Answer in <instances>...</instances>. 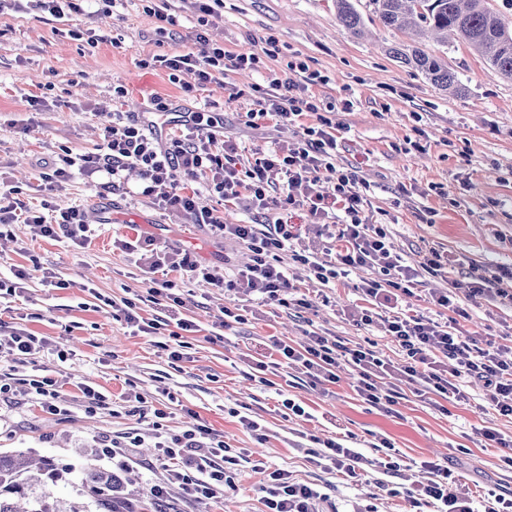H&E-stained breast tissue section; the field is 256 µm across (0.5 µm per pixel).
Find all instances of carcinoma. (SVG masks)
<instances>
[{"label":"carcinoma","instance_id":"cac0c4a2","mask_svg":"<svg viewBox=\"0 0 512 512\" xmlns=\"http://www.w3.org/2000/svg\"><path fill=\"white\" fill-rule=\"evenodd\" d=\"M336 21L347 34L356 36L363 15L354 0H335ZM371 12L390 29L429 32L446 46L458 42L475 48L492 68L512 79V28L488 0H368ZM389 53L421 73L431 84L459 94L463 84L440 57L414 47L395 45ZM63 471L51 459L34 462L22 450L0 452V512H82L74 503L55 499ZM82 486L107 495L98 503L106 512H130L123 494L124 483L112 472L91 466L79 475Z\"/></svg>","mask_w":512,"mask_h":512}]
</instances>
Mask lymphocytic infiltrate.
Masks as SVG:
<instances>
[{
	"mask_svg": "<svg viewBox=\"0 0 512 512\" xmlns=\"http://www.w3.org/2000/svg\"><path fill=\"white\" fill-rule=\"evenodd\" d=\"M194 9L193 39L197 51L156 55L143 60V67H160L173 77L192 71L203 85L229 71L256 68L261 56L275 57L283 52L272 38L265 39L258 54L226 52L208 37L209 28L223 17L224 0H195ZM288 70L289 78L272 79L258 101V110L246 115L251 122L269 117L292 126L303 114H315V123L303 127L288 149L268 152L243 168L237 164L235 145L217 138L214 129L218 120L211 113H185L184 133L164 139L148 123L126 119L118 111L109 115L104 124V139L98 152L78 157L66 151L57 154L46 178L47 188H61L75 168L103 173L115 182L120 181L122 171L138 169L143 196L156 197L158 204L182 211L190 223L202 226L212 236L244 243L252 253L251 264L228 281L188 256L183 258L182 268L216 287L261 303L296 310L311 308L307 293L285 276L282 262L286 259L307 266L313 278L324 285L358 269L370 270V277L359 285L364 304L357 310V320L367 326L382 320L387 335L403 353L402 362L390 364L372 349L349 347L315 331L298 345L275 340L273 347L284 362L297 368L314 385L337 383L339 369L349 366L357 376L356 391L363 402L385 411L395 405L398 393L380 391L374 382L377 376L418 383L425 393L451 403L461 398L459 380L474 377L493 386V405L500 415L512 418V361L502 357L504 351L512 349V336L481 347L451 331L448 323L403 307L404 298L412 296L418 285L420 274L444 273L450 264L449 256L432 247L424 253L419 268L403 264L383 225L367 219L366 183L357 170L334 163L338 148L336 123L323 115L315 99L301 93L293 78L294 73L304 72L309 82L320 83L323 75L308 72L306 64L298 59L289 61ZM322 175L331 184L330 194H312L311 182ZM196 179L204 180L208 191L224 200L248 202L261 216L274 207L307 209L318 218L314 230L333 251V260L322 259L317 246L306 244L301 225L283 219L266 224L225 223L192 188ZM17 222L37 225L43 237H64L78 248L92 243L90 218L84 207L58 208L50 204L39 212L11 200L9 192L0 191V224ZM460 294L469 300L490 298L511 307L512 264H499L490 274L471 277L460 284L458 291L435 297L433 303L463 318L467 311L456 301ZM141 304L131 298L118 304L117 310L128 327L147 334L166 327L175 340L181 333L196 329L193 321L175 315L160 320L144 318ZM134 412L142 418L153 415L156 461L169 480L181 483L198 498H211L233 487L234 475L244 458L233 454L223 436L214 433L206 422L197 421L190 429L169 435L161 430L166 416L163 409L150 411L138 406ZM307 440L305 452L310 461L340 472L348 481L360 482L369 469L394 477L393 495L406 498L417 512L422 507L431 512H512V496L490 493L478 502L459 498L451 489L452 471L439 463H429L432 477L428 482L401 483L402 465L389 440H381L383 452L374 458L336 438L323 440L311 434ZM262 490L265 512H323L322 504L327 499L318 487L296 481L288 470L280 468L266 473Z\"/></svg>",
	"mask_w": 512,
	"mask_h": 512,
	"instance_id": "obj_1",
	"label": "lymphocytic infiltrate"
}]
</instances>
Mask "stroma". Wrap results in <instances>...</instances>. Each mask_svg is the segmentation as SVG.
Returning <instances> with one entry per match:
<instances>
[{"instance_id": "stroma-1", "label": "stroma", "mask_w": 512, "mask_h": 512, "mask_svg": "<svg viewBox=\"0 0 512 512\" xmlns=\"http://www.w3.org/2000/svg\"><path fill=\"white\" fill-rule=\"evenodd\" d=\"M357 7L365 18L361 38L339 30L335 0H224V20L211 37L225 51H260L269 36L287 51L262 57L258 70L230 72L191 94L183 87L194 83V74L182 73L174 83L165 69L140 65L156 55L194 51L191 0H181L182 26L172 39L157 36V22L141 0H118L107 15L97 0H84L81 13L61 19L24 8L0 13V179L20 188L27 207H40L49 198L62 208L83 206L101 223L85 250L63 238H45L32 224L0 232V279L13 280L20 267L30 273L22 296L0 298V321L51 343L23 363L8 347L0 348V375L15 380L13 395L0 397V451L22 448L71 467L67 481L56 487L60 499L96 512L93 496L77 481L85 467L96 466L126 479L136 510L144 505L148 512H263L262 476L249 470L238 474L234 488L210 499L191 497L183 485L166 482L164 471L153 464L152 421L132 412L140 401L163 407L172 434L186 429L188 411L197 412L231 448L319 485L329 496L328 512L369 507L409 512L410 505L390 494L391 477L373 471L354 485L309 462L300 449L306 432L324 439L349 435L350 447L368 456L372 443L388 439L412 482L427 479L424 462L447 461L457 491L476 500L512 489V467L503 463V449L483 446L479 435L485 428L512 433V419L493 409L483 381L462 384L465 401L445 411L428 404L415 384L403 383L397 404L385 412L360 400L346 372L326 388L271 367L264 380L249 377V361H276L273 339L299 342L308 330L399 361L401 353L389 336L349 316L362 303L357 287L363 271L332 288L313 285L312 309L291 313L263 307L246 323L226 329L216 321L234 294L185 272H169L184 302L182 314L197 325L196 332L185 334V357L175 366L157 335L130 334L123 318L105 304L144 293L148 286L145 273L115 239L149 235L174 258L189 254L229 276L249 262V251L137 196L133 171L123 191L103 190L100 174L78 169L58 191H44L46 159L64 149L75 156L96 151L103 115L116 104L130 119L138 107L152 112L160 102L218 113L225 138L237 144L246 161L287 146L295 128L271 118L249 126L243 116L256 109L258 91L268 88L271 78L288 77L289 57L296 54L327 77L306 93L331 108L340 128L337 164L357 168L369 185L370 223L387 226L404 265L417 266L432 247L448 251L447 274L425 276L408 301L445 320L446 310L430 302L432 293L512 260V80L468 46L427 41L424 49L441 56L466 87L459 95L441 91L388 54V46L408 43V35L384 27L364 0ZM120 85L127 94L117 102L113 90ZM36 97L44 102L42 110L29 105ZM47 271L65 280L66 288L45 286ZM463 306L468 316L459 324L462 335L482 342L512 327V307L487 299ZM32 375L55 380L66 414H48L26 395L22 381ZM82 384L105 393L108 405L86 409L78 390ZM286 398L300 402L310 420L284 419L280 404ZM242 408L262 420L265 440L239 422L235 412ZM129 433L139 436L137 447L112 458L102 455L103 440ZM160 483L166 493L158 499L151 488Z\"/></svg>"}]
</instances>
